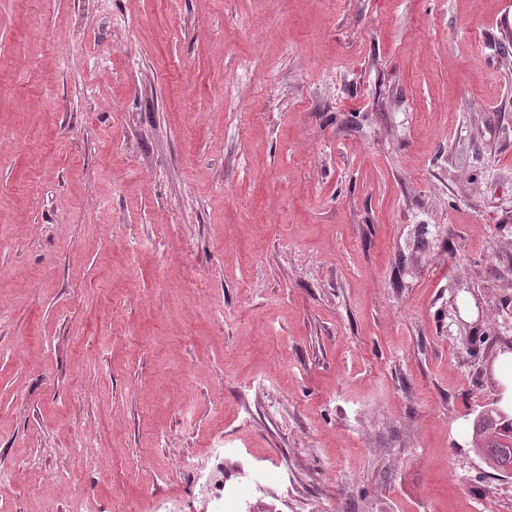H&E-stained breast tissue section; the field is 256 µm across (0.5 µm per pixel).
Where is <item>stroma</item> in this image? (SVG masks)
<instances>
[{
  "label": "stroma",
  "mask_w": 512,
  "mask_h": 512,
  "mask_svg": "<svg viewBox=\"0 0 512 512\" xmlns=\"http://www.w3.org/2000/svg\"><path fill=\"white\" fill-rule=\"evenodd\" d=\"M509 359L512 0H0V512H512ZM492 408L504 418L512 415V405L509 410L508 406L497 405L496 401ZM500 415L487 410L478 418L473 428L478 429L483 435L493 433L503 441H493L485 448H475L476 451L491 457H497L503 453H510L512 456V446L507 443V441L512 442V419L511 421L503 420L504 418ZM510 455L490 459L488 463L498 472L511 473L512 457ZM193 480L203 490L211 505V512H242V490L248 488L252 494L262 491V485L244 470L224 480V473L216 468L197 473Z\"/></svg>",
  "instance_id": "obj_1"
}]
</instances>
